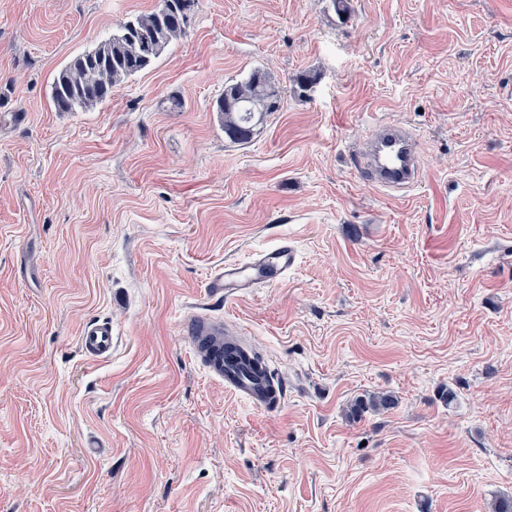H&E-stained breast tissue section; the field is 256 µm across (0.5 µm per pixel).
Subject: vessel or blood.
I'll return each mask as SVG.
<instances>
[{"label": "vessel or blood", "mask_w": 512, "mask_h": 512, "mask_svg": "<svg viewBox=\"0 0 512 512\" xmlns=\"http://www.w3.org/2000/svg\"><path fill=\"white\" fill-rule=\"evenodd\" d=\"M351 167L369 187L379 191H408L423 180L424 166L419 136L408 125L372 116L370 136L361 149L350 157ZM297 264V251L287 241L253 253L247 260L230 261L216 271L206 286L212 296L231 299L249 293L259 286H276L284 282ZM183 328L191 340L204 336H225L229 345L237 348L244 358H251L252 349L243 339L244 331L232 321L215 322L206 315L186 318ZM83 352L93 360L107 358L112 353V324L98 321L87 324L79 339ZM210 372L223 380L229 391L262 411L282 407L285 391L270 370H243L236 363L211 357Z\"/></svg>", "instance_id": "obj_1"}]
</instances>
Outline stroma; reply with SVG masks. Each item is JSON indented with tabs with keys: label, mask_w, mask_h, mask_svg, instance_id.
Listing matches in <instances>:
<instances>
[{
	"label": "stroma",
	"mask_w": 512,
	"mask_h": 512,
	"mask_svg": "<svg viewBox=\"0 0 512 512\" xmlns=\"http://www.w3.org/2000/svg\"><path fill=\"white\" fill-rule=\"evenodd\" d=\"M350 2L342 20L331 0H198L150 68L60 112L55 75L159 0H0V512L512 497V0ZM257 67L282 108L236 143L216 102ZM374 112L421 137L410 191L349 171ZM284 239L281 285L206 296ZM190 312L241 324L287 385L279 411L208 373ZM99 318L115 341L92 360ZM373 392L398 403L349 418ZM113 340L112 323L98 321L84 327L79 342L83 352L90 359L99 360L112 354Z\"/></svg>",
	"instance_id": "1"
}]
</instances>
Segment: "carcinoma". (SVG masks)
<instances>
[{
	"mask_svg": "<svg viewBox=\"0 0 512 512\" xmlns=\"http://www.w3.org/2000/svg\"><path fill=\"white\" fill-rule=\"evenodd\" d=\"M198 0H160L150 12L141 13L116 25L112 35L90 51L74 58L56 75L51 100L59 112H85L111 99L133 74L148 69L174 41L185 36L186 18ZM283 88L262 68L253 69L246 78L224 86V95L233 107L216 112L224 125V134L234 142H243L269 115V102L281 101ZM396 404L390 393H372L355 400L348 415L358 417L368 411L387 410Z\"/></svg>",
	"mask_w": 512,
	"mask_h": 512,
	"instance_id": "1",
	"label": "carcinoma"
}]
</instances>
